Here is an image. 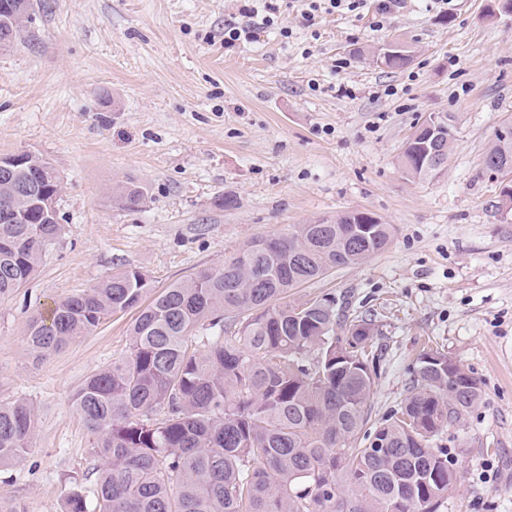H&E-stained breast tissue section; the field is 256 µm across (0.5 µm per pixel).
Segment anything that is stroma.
Returning a JSON list of instances; mask_svg holds the SVG:
<instances>
[{
    "label": "stroma",
    "instance_id": "stroma-1",
    "mask_svg": "<svg viewBox=\"0 0 512 512\" xmlns=\"http://www.w3.org/2000/svg\"><path fill=\"white\" fill-rule=\"evenodd\" d=\"M239 7L41 0L23 41L0 52V156L52 164L64 226L38 275L0 297V402L38 412L25 459L0 471V498L64 512L91 463L74 395L129 347L132 316L119 313L34 361L24 333L38 312L127 267L161 290L254 237L362 211L393 226L389 247L293 297L326 294L372 319L373 418L406 397L424 346L479 379L481 399L442 435L457 483L438 512H512V219L483 167L512 123V13L402 0L382 17L367 0L308 29L290 8L292 38L271 27L228 49ZM393 43L409 47L407 66L376 63ZM432 112L452 116L456 140L443 175L413 179L398 157ZM119 181L146 187L141 208L113 205Z\"/></svg>",
    "mask_w": 512,
    "mask_h": 512
}]
</instances>
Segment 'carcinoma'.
<instances>
[{
    "mask_svg": "<svg viewBox=\"0 0 512 512\" xmlns=\"http://www.w3.org/2000/svg\"><path fill=\"white\" fill-rule=\"evenodd\" d=\"M436 120L443 155L452 116L430 113L400 155L412 178L438 176L415 155ZM512 164V137L484 156L494 174ZM50 163L27 153L0 170V210L18 189L60 196ZM145 188L112 187L122 209ZM358 211L296 224L247 242L220 267H205L155 291L125 268L34 317L26 342L35 359L62 350L104 319L135 310L126 355L88 377L74 408L93 435L95 505L76 490L65 512H438L455 483L441 435L481 398L476 378L416 358L408 395L371 421L372 319L336 312V300L291 292L338 268L363 264L391 242L393 228ZM59 216L34 209L22 224L0 217V296L31 280L62 236ZM361 349L336 359L349 339ZM35 406L0 403V466L32 447Z\"/></svg>",
    "mask_w": 512,
    "mask_h": 512,
    "instance_id": "obj_1",
    "label": "carcinoma"
}]
</instances>
